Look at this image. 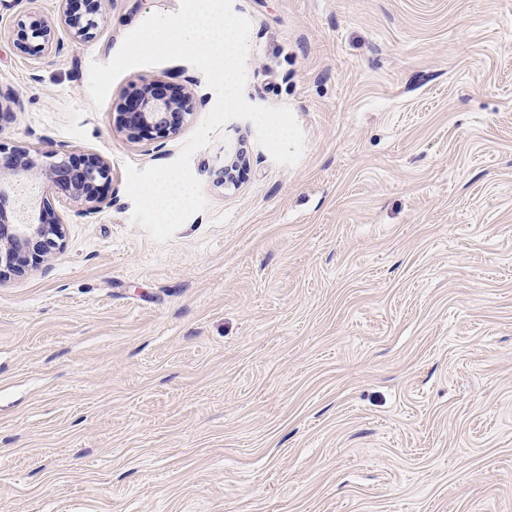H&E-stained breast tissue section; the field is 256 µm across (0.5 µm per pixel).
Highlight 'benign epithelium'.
Segmentation results:
<instances>
[{
  "label": "benign epithelium",
  "mask_w": 512,
  "mask_h": 512,
  "mask_svg": "<svg viewBox=\"0 0 512 512\" xmlns=\"http://www.w3.org/2000/svg\"><path fill=\"white\" fill-rule=\"evenodd\" d=\"M61 2V20L73 39L92 38L103 20L102 0H83L82 13L70 12L69 0ZM16 45L21 52L38 56L58 54L63 49L54 29L41 21L18 24ZM192 99L190 92L178 94L158 81L144 82L126 95L118 124L133 141L174 135L191 115ZM42 157L46 161H38L24 147L7 152L0 146V282L39 268L63 244V225L45 219L49 210L45 199L35 202L37 215L16 217L18 185L37 177L56 193L83 205L84 217L98 213L104 202L103 190L111 175L107 161L94 155L75 158L56 150H47Z\"/></svg>",
  "instance_id": "obj_1"
}]
</instances>
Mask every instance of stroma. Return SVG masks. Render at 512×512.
Masks as SVG:
<instances>
[{"mask_svg":"<svg viewBox=\"0 0 512 512\" xmlns=\"http://www.w3.org/2000/svg\"><path fill=\"white\" fill-rule=\"evenodd\" d=\"M179 4L103 0L77 43L59 0H0V143L111 168L89 218L37 184L65 247L0 282V512H512V0H234L245 97L289 107L303 154L228 122L191 159L207 209L158 243L125 166L175 161L216 95L183 60L98 110L88 80ZM33 20L59 54L17 49ZM152 80L193 113L129 141Z\"/></svg>","mask_w":512,"mask_h":512,"instance_id":"35a3bbf8","label":"stroma"}]
</instances>
